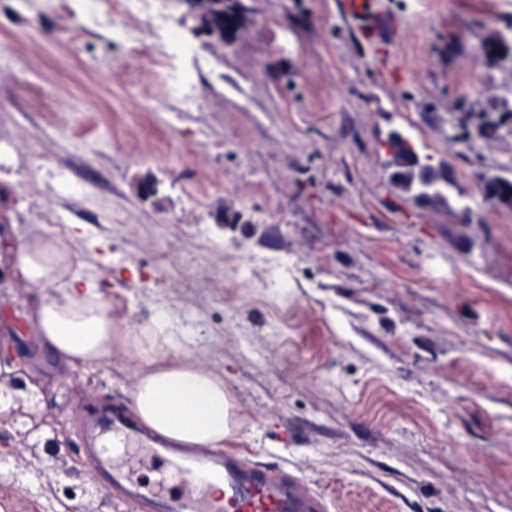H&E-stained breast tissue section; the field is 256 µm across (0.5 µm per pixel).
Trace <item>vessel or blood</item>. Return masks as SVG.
<instances>
[{"label": "vessel or blood", "instance_id": "vessel-or-blood-1", "mask_svg": "<svg viewBox=\"0 0 512 512\" xmlns=\"http://www.w3.org/2000/svg\"><path fill=\"white\" fill-rule=\"evenodd\" d=\"M360 29H376L375 0H344ZM78 458L93 459L99 487L135 512H330L328 500L285 466L248 463L222 448H180L141 428L134 407L89 406ZM156 462L152 481L135 478Z\"/></svg>", "mask_w": 512, "mask_h": 512}]
</instances>
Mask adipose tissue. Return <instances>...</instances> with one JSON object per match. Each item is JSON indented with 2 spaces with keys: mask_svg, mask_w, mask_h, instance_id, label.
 Returning a JSON list of instances; mask_svg holds the SVG:
<instances>
[{
  "mask_svg": "<svg viewBox=\"0 0 512 512\" xmlns=\"http://www.w3.org/2000/svg\"><path fill=\"white\" fill-rule=\"evenodd\" d=\"M21 278L46 288L34 317L45 352L71 364L100 366L116 338L98 281L75 271L68 252L47 237L19 248ZM182 329L167 312L156 314L134 343L148 368L134 392L141 420L187 448H220L236 421L221 375L203 370L181 353Z\"/></svg>",
  "mask_w": 512,
  "mask_h": 512,
  "instance_id": "ef3b65f1",
  "label": "adipose tissue"
}]
</instances>
